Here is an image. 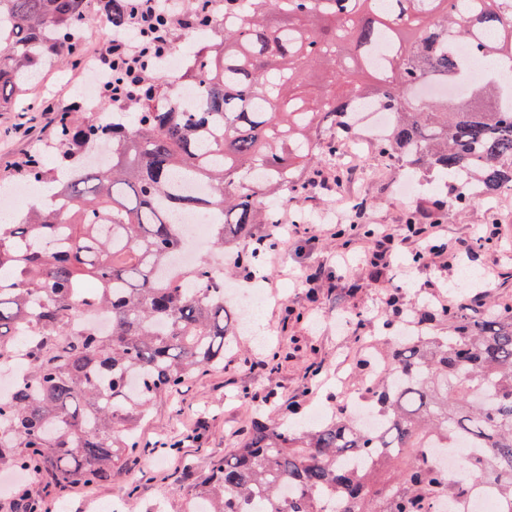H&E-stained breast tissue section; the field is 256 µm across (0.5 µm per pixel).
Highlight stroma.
<instances>
[{"mask_svg": "<svg viewBox=\"0 0 512 512\" xmlns=\"http://www.w3.org/2000/svg\"><path fill=\"white\" fill-rule=\"evenodd\" d=\"M85 81L84 71L58 69L32 97L68 110L78 103ZM47 121L41 112L0 111V182L10 183L16 160L41 151L54 132ZM387 169L380 181L350 171L341 185L331 167L307 174V181L318 184L298 205L307 224L289 236L265 275L241 270L232 281L238 293L264 288L276 295L268 306L249 312L256 331H241L222 367L201 370L153 401L137 430V451L113 467L108 481L58 487L43 476L10 474L0 482L37 491L47 512H108L116 499L123 501L124 512H186L211 461L243 445L250 413L266 406L267 394H275L281 419L305 424L312 412L332 408L324 391L314 389L315 375L332 384L340 374L354 381L368 373V344L387 333L380 314L387 308L389 284L401 286L407 304L435 298L451 286L465 298L470 290L459 273L466 265L487 273L496 300L512 303V210L480 202L458 210L448 202L449 188H437V176L427 172L417 173L420 189L405 198L396 191V168ZM345 195L360 198L361 223L386 230L391 242L341 238L336 224L314 223L315 215L336 210ZM430 200L441 206L443 249L417 263L416 244L403 241L404 219ZM491 222L499 232L494 245L462 257L459 242L474 240Z\"/></svg>", "mask_w": 512, "mask_h": 512, "instance_id": "obj_1", "label": "stroma"}]
</instances>
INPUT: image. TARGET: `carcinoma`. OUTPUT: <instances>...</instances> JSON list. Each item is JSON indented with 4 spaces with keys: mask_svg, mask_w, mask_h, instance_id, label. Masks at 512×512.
Masks as SVG:
<instances>
[{
    "mask_svg": "<svg viewBox=\"0 0 512 512\" xmlns=\"http://www.w3.org/2000/svg\"><path fill=\"white\" fill-rule=\"evenodd\" d=\"M117 31L167 25L161 9L138 24L139 0H0V108L27 95L61 57L83 65L89 3ZM185 0L181 32L213 39L183 78L191 112L161 105L158 73L110 127L63 112L56 145L68 165L18 163L22 178L52 185L62 209L33 206L0 224V367L21 349L26 374L0 396V468L46 475L56 485L101 482L136 449L135 431L154 398L197 371L224 363L238 313L224 304L226 272L201 262L172 271L185 229L177 219L217 214L212 248L224 252L257 224H279L321 165L356 137L355 110L390 114L379 156L402 174L437 172L466 207L512 188V109L490 68L465 95L422 88L453 83L466 44L492 65L512 61V0ZM128 64L110 69L112 86ZM331 88L309 97L306 75ZM334 135L317 138L325 124ZM120 143L102 166L89 147ZM265 251L234 265L264 272ZM388 325L414 335L375 346L385 360L359 381L381 416L360 423L344 405L316 428L256 419L244 444L213 463L195 499L205 512H440L478 487L512 503V305L491 293L438 304L388 298ZM112 319L102 333L94 320ZM448 321V335L436 323ZM459 458L450 471L441 456Z\"/></svg>",
    "mask_w": 512,
    "mask_h": 512,
    "instance_id": "1",
    "label": "carcinoma"
}]
</instances>
